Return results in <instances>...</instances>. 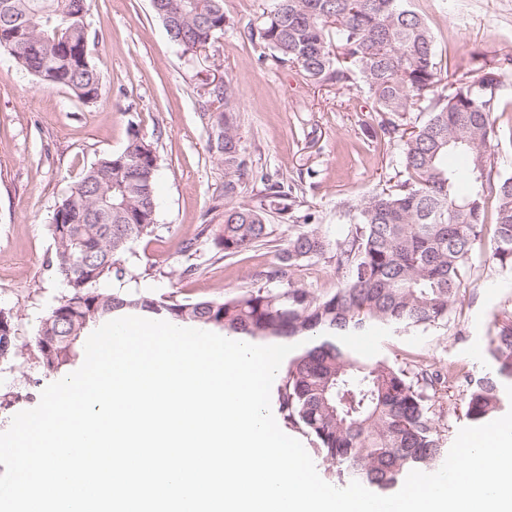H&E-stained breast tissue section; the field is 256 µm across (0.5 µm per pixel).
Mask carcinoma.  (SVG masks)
<instances>
[{"label":"carcinoma","instance_id":"1","mask_svg":"<svg viewBox=\"0 0 512 512\" xmlns=\"http://www.w3.org/2000/svg\"><path fill=\"white\" fill-rule=\"evenodd\" d=\"M157 12L171 39L189 51L224 30V0H162ZM90 0H0V50L46 84L90 102L103 73L89 52ZM280 65L309 79L346 83L358 74L382 113L380 129L401 157L395 188L340 206L356 213L344 238L330 244L302 209L298 189L262 176L255 204L239 201L248 159L231 82L214 90L224 109L208 130L209 151L224 163V225L217 245L233 257L275 242V214L288 223V242L263 273L276 289L258 286L223 300L178 301L103 292V281L133 276L129 245L154 234L158 158L135 136L125 149L92 163L51 216L54 266L65 282L42 320L34 344L39 367L66 371L83 339L124 316L194 323L272 345L299 344L281 373L278 411L313 438L312 451L336 466L344 482L386 492L416 469L435 468L445 449L436 402L456 375L448 369L397 367L351 342L371 330L445 325L458 301L469 260L481 241L486 205L495 201L490 260L512 270V175L495 172L506 104L505 58L473 80L442 72L434 36L406 0H274L251 33ZM427 104L412 127L406 114ZM450 154L467 160L465 174L448 168ZM335 260L336 292L317 295L292 281L311 261ZM492 376L469 380L465 416L475 426L512 406V315L492 322Z\"/></svg>","mask_w":512,"mask_h":512}]
</instances>
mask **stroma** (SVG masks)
Listing matches in <instances>:
<instances>
[{
    "label": "stroma",
    "mask_w": 512,
    "mask_h": 512,
    "mask_svg": "<svg viewBox=\"0 0 512 512\" xmlns=\"http://www.w3.org/2000/svg\"><path fill=\"white\" fill-rule=\"evenodd\" d=\"M435 36L442 69L481 66L512 55V0H408ZM273 0H225L228 22L200 51L174 43L151 0H92L90 56L104 73L92 102L62 85L43 84L0 51V310L10 313L19 348L0 361V432L34 408L52 383L35 362L31 342L57 305L62 283L51 265L49 231L57 203L87 167L120 152L132 137L159 158L157 225L127 254L137 279L108 281L105 291L177 300H221L257 287V273L276 261L261 246L222 258L216 245L224 222V166L208 152L210 91L232 80L240 133L252 161L242 202L255 203L263 174L299 182L306 208L329 240L354 224L340 203L394 185L399 152L377 126L374 101L361 80L343 85L309 81L275 63L251 40ZM492 225H485L466 292L447 325L375 334L372 353L414 368L461 367L439 421L451 447L468 421L460 401L467 377L493 374L487 336L495 313L512 312V271L488 258Z\"/></svg>",
    "instance_id": "1"
}]
</instances>
